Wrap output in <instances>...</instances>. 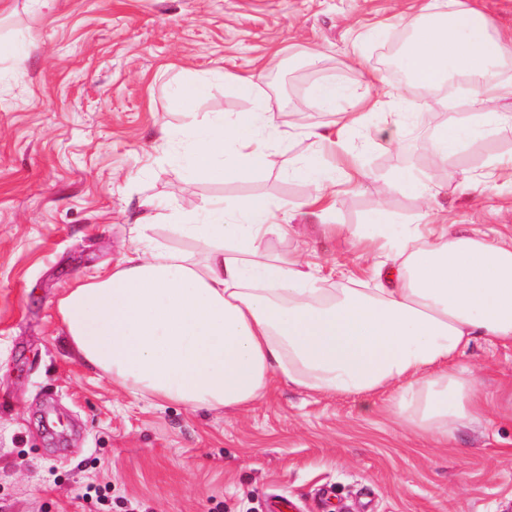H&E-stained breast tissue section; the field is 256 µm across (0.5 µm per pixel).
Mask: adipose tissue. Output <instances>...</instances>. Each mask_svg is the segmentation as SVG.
<instances>
[{
	"mask_svg": "<svg viewBox=\"0 0 512 512\" xmlns=\"http://www.w3.org/2000/svg\"><path fill=\"white\" fill-rule=\"evenodd\" d=\"M400 52L411 81L433 91L448 76L468 78L471 118L449 113L429 153L445 164L512 113V80L500 61L512 47L485 15L463 0H425L410 19ZM251 100L247 112L190 126L184 161L204 182L242 180L263 166L281 131L258 81L234 80ZM316 106L341 111L348 128L400 94L380 83L354 96L336 76L311 88ZM292 171L314 188L315 209L336 201V176L315 161ZM175 233L204 249L203 260L139 235L112 271L79 281L59 299L61 328L86 366L132 395L192 410L244 408L280 376L308 391L367 396L392 391V411L423 438L447 441L489 407L458 359L473 336L512 345V242L453 234L435 224H388L354 243L378 280L373 288H331L298 251L269 254L268 237L292 231L267 199L211 201L202 211L170 215Z\"/></svg>",
	"mask_w": 512,
	"mask_h": 512,
	"instance_id": "adipose-tissue-1",
	"label": "adipose tissue"
}]
</instances>
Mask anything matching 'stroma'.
Returning a JSON list of instances; mask_svg holds the SVG:
<instances>
[{
	"label": "stroma",
	"instance_id": "obj_1",
	"mask_svg": "<svg viewBox=\"0 0 512 512\" xmlns=\"http://www.w3.org/2000/svg\"><path fill=\"white\" fill-rule=\"evenodd\" d=\"M420 0H0V40L32 39L25 69L0 68V512H269L271 497L297 512H512V346L477 336L460 357L494 405L447 444L425 441L388 410L389 396L318 394L273 380L245 409H198L133 396L71 351L57 302L80 277L111 270L132 245L140 203L157 205L155 241L186 252L171 210L198 211L221 196L262 197L287 211L296 233L268 238L272 253L299 249L330 269L357 268L352 247L388 223L424 224L428 208L392 186L425 162L423 146L448 112L453 85L427 96L399 81L393 45ZM382 35L361 50L356 30ZM279 53L275 71L262 59ZM259 74L283 133L266 165L244 181L203 183L158 141L218 115L248 111L233 77ZM341 76L354 91L375 76L399 85L403 111L342 130L319 111L311 86ZM208 82L195 117L173 104L177 86ZM342 131L363 171L336 169L334 150L303 135ZM512 153V128L475 140L449 161L433 209L453 230L512 236V174L484 184L485 163ZM336 170L331 212L289 174L300 160ZM326 224L342 225L326 233ZM104 500L82 501L87 487Z\"/></svg>",
	"mask_w": 512,
	"mask_h": 512
}]
</instances>
